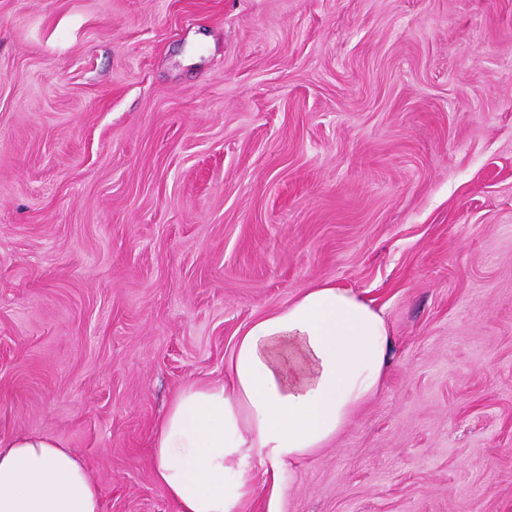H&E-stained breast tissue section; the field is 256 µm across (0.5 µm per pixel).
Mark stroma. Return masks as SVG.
<instances>
[{"instance_id":"obj_1","label":"stroma","mask_w":512,"mask_h":512,"mask_svg":"<svg viewBox=\"0 0 512 512\" xmlns=\"http://www.w3.org/2000/svg\"><path fill=\"white\" fill-rule=\"evenodd\" d=\"M326 280L392 363L280 512H512V0H0V438L176 512L165 405Z\"/></svg>"}]
</instances>
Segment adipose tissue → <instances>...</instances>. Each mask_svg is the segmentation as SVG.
<instances>
[{
	"label": "adipose tissue",
	"mask_w": 512,
	"mask_h": 512,
	"mask_svg": "<svg viewBox=\"0 0 512 512\" xmlns=\"http://www.w3.org/2000/svg\"><path fill=\"white\" fill-rule=\"evenodd\" d=\"M393 338L381 310L323 281L259 316L217 382L189 381L150 445L153 479L178 512H241L282 468L326 447L383 387ZM71 449L44 434L0 439V512H102Z\"/></svg>",
	"instance_id": "1"
}]
</instances>
